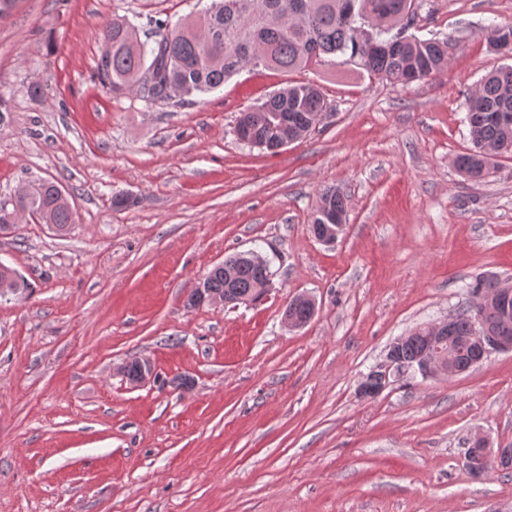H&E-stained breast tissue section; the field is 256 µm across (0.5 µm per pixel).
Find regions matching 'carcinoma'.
<instances>
[{"mask_svg":"<svg viewBox=\"0 0 512 512\" xmlns=\"http://www.w3.org/2000/svg\"><path fill=\"white\" fill-rule=\"evenodd\" d=\"M415 0H211L209 7L175 24L151 19V33L141 39L140 30L124 17H114L100 32L103 49L96 62L99 83L115 97L141 94L149 71L159 84L191 94L207 93L246 66L278 71L313 69L329 55L348 59L378 79L409 84L448 67V41L402 35L377 48L360 29L389 30L413 12ZM327 103L317 85L301 83L274 92L264 102L240 114L237 125L268 147L278 139L282 123L288 133L304 139L316 125ZM466 120L474 149L459 155L456 165L472 180L486 178L483 150H501L512 157V67L486 74L466 97ZM345 208L334 188L321 194L312 224H324L322 212ZM22 212H38L48 224L62 232L75 223L67 199L58 185L42 181L30 192L16 197L15 204H0V232L18 223ZM233 277L225 276V269ZM272 276L270 266L246 252L224 258L205 277V287L236 300H261L259 285ZM288 312L300 321L313 317L310 301L295 298ZM483 323L492 331L502 330L497 305L476 302L453 317L447 345L453 354L448 378L476 366L478 347L468 343L474 326ZM427 334L408 336L399 347L406 361L427 347Z\"/></svg>","mask_w":512,"mask_h":512,"instance_id":"cac0c4a2","label":"carcinoma"}]
</instances>
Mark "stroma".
<instances>
[{
    "instance_id": "35a3bbf8",
    "label": "stroma",
    "mask_w": 512,
    "mask_h": 512,
    "mask_svg": "<svg viewBox=\"0 0 512 512\" xmlns=\"http://www.w3.org/2000/svg\"><path fill=\"white\" fill-rule=\"evenodd\" d=\"M208 2L0 11V201L49 180L75 214L63 234L27 217L0 233L26 282L0 296V512H512V470L463 465L474 429L512 448V352L359 391L397 336L473 306L475 278L512 286V158L481 181L455 165L468 92L512 64L488 40L512 0H416L410 32L447 40L448 67L408 86L341 55L246 69L183 105L100 85L113 15L175 23ZM291 82L327 99L311 133L276 155L240 142V112ZM330 186L346 225L323 244L310 225ZM255 248L262 301L188 306ZM299 295L316 311L291 329ZM133 357L154 381L117 373Z\"/></svg>"
}]
</instances>
